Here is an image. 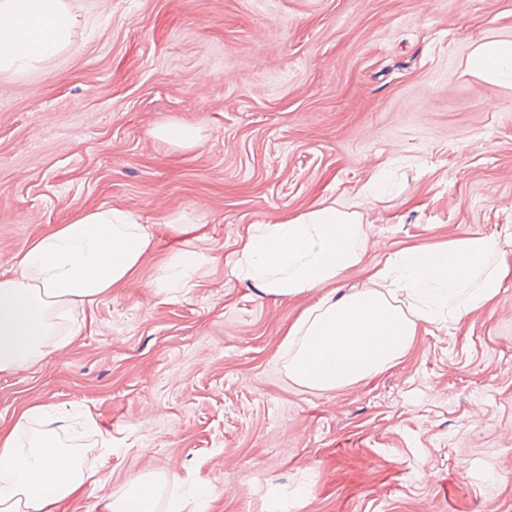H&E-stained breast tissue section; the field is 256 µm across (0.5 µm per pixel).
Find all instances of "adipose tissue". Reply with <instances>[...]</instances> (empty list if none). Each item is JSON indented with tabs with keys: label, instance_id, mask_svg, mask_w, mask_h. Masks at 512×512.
Here are the masks:
<instances>
[{
	"label": "adipose tissue",
	"instance_id": "ef3b65f1",
	"mask_svg": "<svg viewBox=\"0 0 512 512\" xmlns=\"http://www.w3.org/2000/svg\"><path fill=\"white\" fill-rule=\"evenodd\" d=\"M74 24L65 0H0V72L38 69L69 44ZM468 66L490 82L512 83V41L478 43ZM363 238L361 213L329 204L252 225L239 242L233 271L261 294L322 293L286 332L288 373L298 385L333 390L389 370L422 325L454 323L490 306L512 276L499 239L473 235L400 250L370 268L359 289L336 294L331 283L363 262ZM151 248L148 228L112 208L80 211L37 236L0 274V373L67 346L66 314L127 287ZM35 417L45 430L21 443ZM62 422L37 405L0 428V512H68L74 495L100 487L65 450Z\"/></svg>",
	"mask_w": 512,
	"mask_h": 512
}]
</instances>
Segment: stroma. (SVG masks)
<instances>
[{
	"mask_svg": "<svg viewBox=\"0 0 512 512\" xmlns=\"http://www.w3.org/2000/svg\"><path fill=\"white\" fill-rule=\"evenodd\" d=\"M67 49L0 74V271L81 210L149 225L134 282L75 310L78 336L0 374V425L64 410L113 499L154 512H512V278L427 324L389 371L320 391L288 377V326L320 292L236 278L254 224L359 204L362 266L499 238L512 262V86L470 73L512 40V0H65ZM175 123L199 141L159 137ZM185 224L204 225L185 239ZM204 259L172 285V262ZM156 488L151 479H144L138 487V494L130 495L127 498L115 501L111 495L100 497L103 502L104 512H150L151 500Z\"/></svg>",
	"mask_w": 512,
	"mask_h": 512,
	"instance_id": "obj_1",
	"label": "stroma"
}]
</instances>
